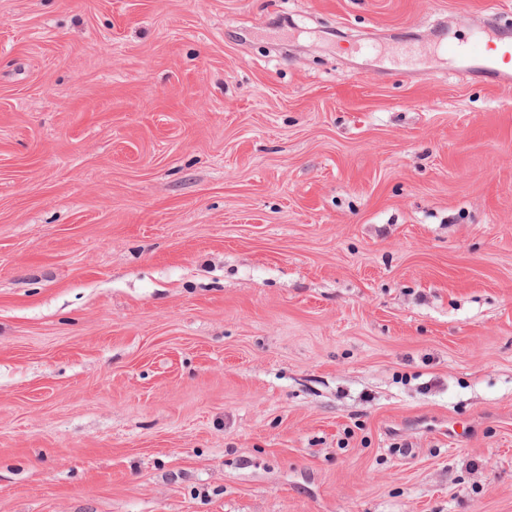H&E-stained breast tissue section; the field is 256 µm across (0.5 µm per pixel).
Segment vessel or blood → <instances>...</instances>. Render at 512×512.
I'll use <instances>...</instances> for the list:
<instances>
[{"label": "vessel or blood", "mask_w": 512, "mask_h": 512, "mask_svg": "<svg viewBox=\"0 0 512 512\" xmlns=\"http://www.w3.org/2000/svg\"><path fill=\"white\" fill-rule=\"evenodd\" d=\"M439 47L448 59L459 63L472 79L485 77L498 85L512 84V25L488 22L466 43L448 31L439 34Z\"/></svg>", "instance_id": "1"}]
</instances>
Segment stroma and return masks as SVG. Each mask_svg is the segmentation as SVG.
<instances>
[{
  "label": "stroma",
  "instance_id": "stroma-1",
  "mask_svg": "<svg viewBox=\"0 0 512 512\" xmlns=\"http://www.w3.org/2000/svg\"><path fill=\"white\" fill-rule=\"evenodd\" d=\"M512 0H0V512H512ZM439 47L450 60L463 66L471 79L491 78L497 85L512 84V25L493 22L480 27L466 43L448 31L439 32Z\"/></svg>",
  "mask_w": 512,
  "mask_h": 512
}]
</instances>
